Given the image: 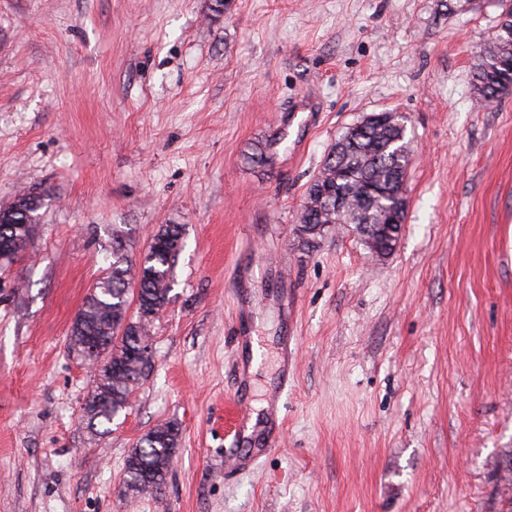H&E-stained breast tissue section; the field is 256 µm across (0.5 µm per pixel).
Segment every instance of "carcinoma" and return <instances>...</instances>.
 <instances>
[{"mask_svg": "<svg viewBox=\"0 0 512 512\" xmlns=\"http://www.w3.org/2000/svg\"><path fill=\"white\" fill-rule=\"evenodd\" d=\"M510 32L498 34L496 46L481 56L475 73V87L480 98L490 102L512 90V72L497 63L512 61V23ZM394 127L386 120L366 124L350 138L335 156L327 155L321 179L310 183L305 206L295 228L298 240L310 245L323 237L326 224L336 223L330 211L333 200L320 199L322 188L330 186L351 197L352 212L348 224H378L385 227L392 214V200L386 186L396 172L406 174L412 157L405 141H393ZM42 206L39 197H30L0 211V243L7 247L5 262L22 256L32 244ZM183 241L180 224H163L151 237L143 255L134 263L126 254V245L112 238V269L96 282L95 294L89 296L78 312L82 329L70 331L69 347L84 355L85 339L107 344L118 326L130 321L118 345L99 350L96 355L112 360V369L94 374L92 390L82 405V417L92 428L110 424L126 409V402L147 366L141 342L150 323L169 303L171 265ZM180 429L177 423H160L144 434L130 450L125 464V489L133 494H158L166 485L169 461L176 452Z\"/></svg>", "mask_w": 512, "mask_h": 512, "instance_id": "obj_1", "label": "carcinoma"}]
</instances>
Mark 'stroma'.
<instances>
[{
    "label": "stroma",
    "mask_w": 512,
    "mask_h": 512,
    "mask_svg": "<svg viewBox=\"0 0 512 512\" xmlns=\"http://www.w3.org/2000/svg\"><path fill=\"white\" fill-rule=\"evenodd\" d=\"M0 0V206L42 200L0 268V512H512V92L473 72L499 0ZM405 117L395 252L301 246L348 128ZM266 151L269 164L251 160ZM185 229L128 408L80 419L68 330L121 235ZM266 355L250 368L239 332ZM281 443L225 474L235 402ZM181 434L161 494L130 448ZM177 423H160L144 434L130 450L125 464V489L132 495L158 494L166 485L169 461L176 452Z\"/></svg>",
    "instance_id": "stroma-1"
}]
</instances>
